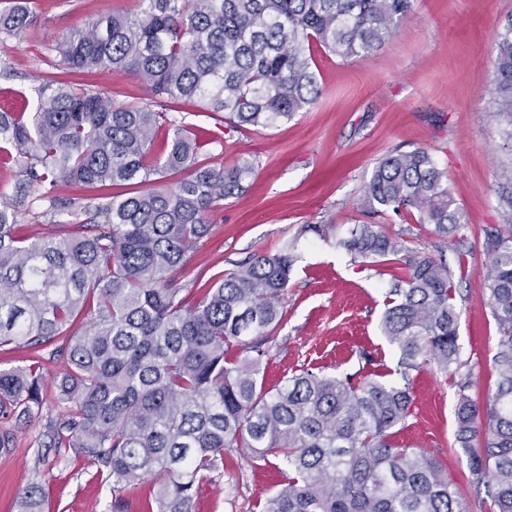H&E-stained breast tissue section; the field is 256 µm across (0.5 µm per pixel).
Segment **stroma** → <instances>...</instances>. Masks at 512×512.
I'll use <instances>...</instances> for the list:
<instances>
[{"mask_svg":"<svg viewBox=\"0 0 512 512\" xmlns=\"http://www.w3.org/2000/svg\"><path fill=\"white\" fill-rule=\"evenodd\" d=\"M34 8L32 39L0 40V108L22 95L36 103L47 46L96 18L104 0H36ZM511 15L512 0H414L394 36L372 56L343 60L311 45L320 97L269 128L228 134L198 107L182 106L212 164L229 166L241 157L255 164L248 190L225 199L213 214L186 280L202 271L225 274L252 255L290 246L299 255L282 322L262 362L266 388L306 369L362 379L372 371L359 356L363 350L381 363L388 380L400 381L398 352L380 329L391 277L385 266L353 259L340 242L364 221L358 202L378 162L419 147L446 171L464 223L448 236L396 217L382 229L399 248L449 266L461 355L475 365L471 395L483 402L493 394L498 333L482 300L484 242L505 224L496 164L512 156V125L493 116L486 88L498 34ZM83 81L121 103L152 108L159 102L132 73H92ZM410 392L411 415L395 443L435 456L468 512H493L491 500L471 483L466 455L453 445L454 379L431 362L412 373ZM56 413L47 408L13 424V448L0 454V512H18L20 490L36 480L49 490L47 512H107L112 485L93 466L37 464L39 439ZM224 475L200 485L195 512H263L283 484L277 466L256 465L240 451L226 457Z\"/></svg>","mask_w":512,"mask_h":512,"instance_id":"1","label":"stroma"}]
</instances>
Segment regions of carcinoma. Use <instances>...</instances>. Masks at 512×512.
Wrapping results in <instances>:
<instances>
[{"label":"carcinoma","mask_w":512,"mask_h":512,"mask_svg":"<svg viewBox=\"0 0 512 512\" xmlns=\"http://www.w3.org/2000/svg\"><path fill=\"white\" fill-rule=\"evenodd\" d=\"M413 0H140L136 13L108 11L47 48L32 112H0V149L14 150V199L0 203V348L50 349L26 366L0 369V417L42 413L44 363H61L58 416L40 441L55 462L100 466L112 482L109 512H193L198 486L224 477V455L243 448L273 457L286 483L264 512H467L441 463L392 441L410 415L409 374L428 361L459 376L454 444L473 481L488 480L496 512H512V195L501 197L508 234L487 235L484 302L495 321V391L479 404L461 372L460 312L449 267L399 255L378 224H356L340 245L355 259L392 261L381 332L403 378L304 370L275 389L261 376L266 345L283 317L289 250L260 254L225 275L184 283L190 253L224 199L246 190L253 163L213 165L168 104H194L231 132L268 128L313 104L321 89L314 42L341 59L369 56L394 35ZM32 0L0 9V37L21 41L35 24ZM494 114L512 122V16L498 35ZM132 72L166 103H119L79 82L85 73ZM183 173L169 191H114L151 176ZM102 192L83 206L59 184ZM45 207L73 233L18 235V215ZM361 209L409 217L453 233L463 213L446 172L423 148L381 159ZM251 356L236 360L232 351ZM19 512H45L44 486L19 492Z\"/></svg>","instance_id":"carcinoma-1"}]
</instances>
